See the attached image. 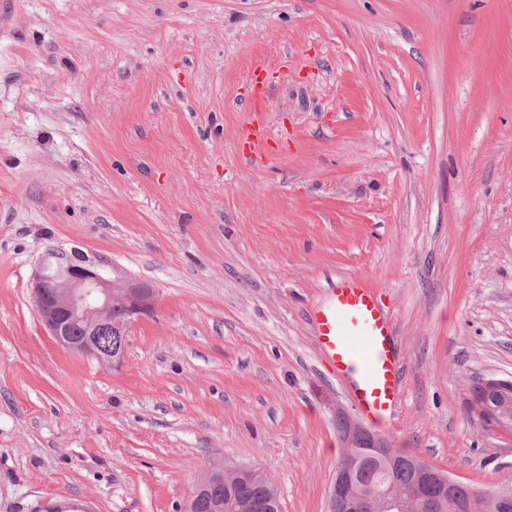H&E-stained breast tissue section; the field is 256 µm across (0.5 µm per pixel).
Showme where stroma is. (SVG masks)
Masks as SVG:
<instances>
[{
    "mask_svg": "<svg viewBox=\"0 0 512 512\" xmlns=\"http://www.w3.org/2000/svg\"><path fill=\"white\" fill-rule=\"evenodd\" d=\"M11 2L0 512H181L221 465L327 512L358 414L308 316L352 275L402 359L391 446L512 486V433L469 395L512 376V0ZM51 251L156 288L120 367L41 322Z\"/></svg>",
    "mask_w": 512,
    "mask_h": 512,
    "instance_id": "obj_1",
    "label": "stroma"
}]
</instances>
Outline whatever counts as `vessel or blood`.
Returning a JSON list of instances; mask_svg holds the SVG:
<instances>
[{
	"instance_id": "vessel-or-blood-1",
	"label": "vessel or blood",
	"mask_w": 512,
	"mask_h": 512,
	"mask_svg": "<svg viewBox=\"0 0 512 512\" xmlns=\"http://www.w3.org/2000/svg\"><path fill=\"white\" fill-rule=\"evenodd\" d=\"M309 322L358 414L374 424L391 421L402 396V365L392 322L365 278L346 276L332 284Z\"/></svg>"
}]
</instances>
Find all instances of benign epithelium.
Segmentation results:
<instances>
[{"label":"benign epithelium","instance_id":"7a95c632","mask_svg":"<svg viewBox=\"0 0 512 512\" xmlns=\"http://www.w3.org/2000/svg\"><path fill=\"white\" fill-rule=\"evenodd\" d=\"M38 314L51 335L66 349L97 358L117 367L125 353L131 326L153 312L156 291L145 284L106 280L95 265L86 261L70 264L57 255L40 261L32 287ZM508 381L484 378L474 394L480 415L502 431H512V402L507 396ZM345 448H366L388 457L390 444L363 427L346 420L341 431ZM441 484L443 495L420 499L416 512H442L453 505L455 488L461 481L436 469L424 470ZM382 512H406L405 501L390 492L379 494Z\"/></svg>","mask_w":512,"mask_h":512}]
</instances>
